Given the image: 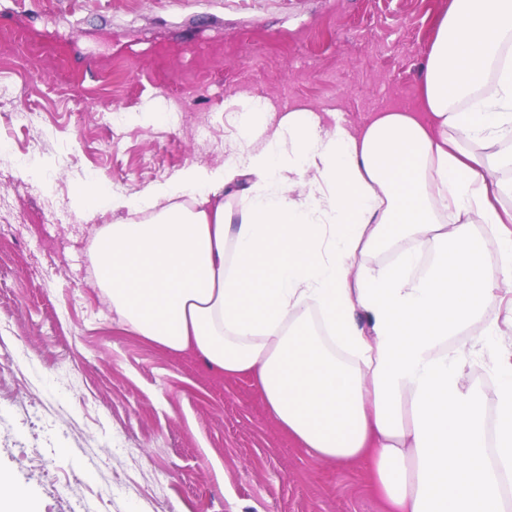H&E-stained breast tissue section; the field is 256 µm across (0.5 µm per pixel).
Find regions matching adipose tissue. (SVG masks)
Returning a JSON list of instances; mask_svg holds the SVG:
<instances>
[{
  "instance_id": "ef3b65f1",
  "label": "adipose tissue",
  "mask_w": 512,
  "mask_h": 512,
  "mask_svg": "<svg viewBox=\"0 0 512 512\" xmlns=\"http://www.w3.org/2000/svg\"><path fill=\"white\" fill-rule=\"evenodd\" d=\"M422 95L424 113L379 112L357 129L294 106L245 127L224 165L188 166L134 197L90 181L77 198L126 215L92 245L120 324L252 378L313 459L363 467L386 512H506L512 182L496 172L512 169V0H451ZM245 175L257 187L236 212L220 192ZM444 211L455 223H440ZM478 221L494 227L498 267ZM380 249L395 262L374 267ZM477 321L483 334L467 335ZM482 360L491 421L462 384Z\"/></svg>"
}]
</instances>
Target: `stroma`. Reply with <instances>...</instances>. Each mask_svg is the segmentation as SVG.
Segmentation results:
<instances>
[{
	"mask_svg": "<svg viewBox=\"0 0 512 512\" xmlns=\"http://www.w3.org/2000/svg\"><path fill=\"white\" fill-rule=\"evenodd\" d=\"M450 2L0 0V472L33 512H384L360 468L298 448L251 380L114 321L91 245L120 216L75 197L89 178L133 197L223 164L251 98L355 128L421 109ZM12 30L56 61L20 70Z\"/></svg>",
	"mask_w": 512,
	"mask_h": 512,
	"instance_id": "obj_1",
	"label": "stroma"
}]
</instances>
